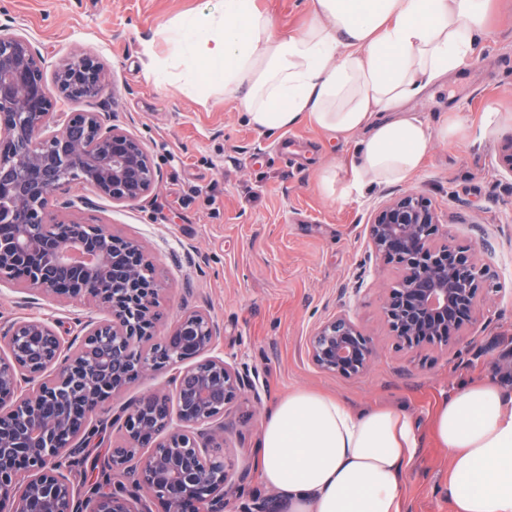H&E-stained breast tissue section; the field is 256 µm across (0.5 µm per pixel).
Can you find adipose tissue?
Segmentation results:
<instances>
[{
	"mask_svg": "<svg viewBox=\"0 0 512 512\" xmlns=\"http://www.w3.org/2000/svg\"><path fill=\"white\" fill-rule=\"evenodd\" d=\"M490 0H310L306 23L278 30L258 0L178 19L170 55L198 96H239L248 124L272 135L304 122L358 137L349 179L323 169L342 201L420 168L429 126L406 106L474 55ZM433 435L449 454L451 512H512V390L489 381L453 389ZM420 446L412 418L356 410L299 388L268 410L258 465L281 512H401L402 475Z\"/></svg>",
	"mask_w": 512,
	"mask_h": 512,
	"instance_id": "1",
	"label": "adipose tissue"
}]
</instances>
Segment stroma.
I'll use <instances>...</instances> for the list:
<instances>
[{
    "mask_svg": "<svg viewBox=\"0 0 512 512\" xmlns=\"http://www.w3.org/2000/svg\"><path fill=\"white\" fill-rule=\"evenodd\" d=\"M219 0H0V21L14 22L54 69L75 51L109 71L112 89L97 111L135 137L159 175L156 190L134 203L99 198L87 222L137 242L156 266L165 335L184 313L205 310L219 326L213 352L259 374L258 394L241 395L226 422L224 443L237 468L251 474L250 492L269 489L257 467L266 409L297 388L338 397L354 409L407 411L421 446L405 466L402 512H450L447 449L436 443L432 416L455 386L494 380L512 351V176L498 166V148L512 134V0H492L488 25L458 78L430 86L410 111L429 125L433 143L412 178L352 196L326 197L319 170L350 163L357 139L341 140L304 123L267 136L244 120L235 99L201 98L186 86H158L145 68V42L158 58L168 48L163 27L214 10ZM460 127L445 139L442 129ZM424 194L462 244L478 248L499 286L479 323L443 351L396 348L381 316L382 287L393 266L371 256L366 226L373 211L405 191ZM348 311L378 344L363 376L315 368L302 352L324 318ZM88 307L64 300L25 303L0 288V321L36 315L64 335Z\"/></svg>",
    "mask_w": 512,
    "mask_h": 512,
    "instance_id": "stroma-1",
    "label": "stroma"
}]
</instances>
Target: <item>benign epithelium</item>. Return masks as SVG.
I'll list each match as a JSON object with an SVG mask.
<instances>
[{
	"mask_svg": "<svg viewBox=\"0 0 512 512\" xmlns=\"http://www.w3.org/2000/svg\"><path fill=\"white\" fill-rule=\"evenodd\" d=\"M109 85L100 63L74 52L56 67L50 91L39 49L0 24V287L24 285L47 300L79 299L111 314L76 319L77 344L46 318L0 323V512H79L60 459L75 453V440L102 409L98 385L120 383L115 397L174 365L175 404L153 392L119 414L125 443L112 449L110 464L132 477L136 495L116 488L95 512H149V502L164 512H230L247 491L249 472L235 471L226 456L224 418L241 392H258L257 371L210 355L218 327L201 311L159 338L169 362L161 364L151 349L132 361L129 337L155 333L160 288L152 261L138 252L135 262H120L135 245L77 216L93 205L87 196L64 200L63 219L49 210L50 200L76 183L115 204L156 188L145 148L108 113L87 109ZM60 102L70 111H56ZM499 163L512 176V135L502 140ZM367 239L375 256L398 269L382 306L398 345L446 347L464 326L476 325L488 268L475 246L441 232L426 197L404 192L378 206ZM375 349V338L343 311L319 322L305 342L316 368L350 378L365 373Z\"/></svg>",
	"mask_w": 512,
	"mask_h": 512,
	"instance_id": "7a95c632",
	"label": "benign epithelium"
}]
</instances>
